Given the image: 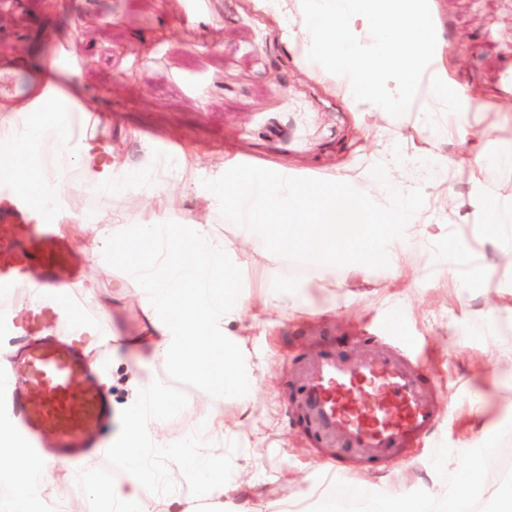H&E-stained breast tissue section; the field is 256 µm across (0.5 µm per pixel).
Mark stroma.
<instances>
[{"instance_id":"1","label":"stroma","mask_w":512,"mask_h":512,"mask_svg":"<svg viewBox=\"0 0 512 512\" xmlns=\"http://www.w3.org/2000/svg\"><path fill=\"white\" fill-rule=\"evenodd\" d=\"M428 21L442 47L436 69L449 87L478 89L476 123L512 141V113L505 111L512 104V0H430ZM285 25L263 0H60L53 8L44 0H15L0 14V75L9 77L12 96L20 95L21 81H35L44 70L72 77L93 121L124 146L128 184L108 195L91 188L89 174L68 169L65 210L96 220L120 212L134 222L152 211L179 225L196 214L200 194L245 164L260 179L346 180L365 190L367 172L381 164L392 190L411 194L429 223L472 241L477 260L462 274L466 286L451 284L456 263L445 243L420 237L403 244L394 276L380 269L353 279L340 265L323 271L299 255L265 252L258 259L265 277L254 280L242 321L226 327L259 376L244 410L151 356L139 283L124 266L99 262L88 237H71L83 280L110 296L104 307L82 289L73 291L80 312L102 334L97 347L84 340L79 346L98 362L97 380L112 401L106 439L120 437L135 390L148 378L183 404L157 421L160 440L224 417L228 429L210 445L224 451L227 487L257 506L303 512L361 479L391 497L453 484L456 470L475 465L477 444L512 448V268L500 263L469 204L478 194L512 197V167L467 161L465 146L445 132L447 113L429 130L362 116L288 47ZM76 41L82 57L73 61L67 48ZM138 51L146 60L136 61ZM185 160L197 183L167 199L163 189L177 182ZM268 278L297 286L299 309L265 307ZM31 301L30 288L22 287L0 308V366L29 340L32 327L46 331L58 321L52 299L35 310ZM364 334L404 336L435 373L433 391L445 403L414 461L385 472L336 473L327 449H315L297 423L291 359L319 335L361 355ZM252 416L271 420L259 448L248 447L237 427ZM444 458L453 469L440 467ZM164 469L149 490L162 512H183L196 489L182 486L186 469L178 461H166Z\"/></svg>"}]
</instances>
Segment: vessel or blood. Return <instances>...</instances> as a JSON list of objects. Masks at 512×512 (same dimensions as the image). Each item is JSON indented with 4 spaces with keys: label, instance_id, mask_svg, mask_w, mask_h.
<instances>
[{
    "label": "vessel or blood",
    "instance_id": "b4317fda",
    "mask_svg": "<svg viewBox=\"0 0 512 512\" xmlns=\"http://www.w3.org/2000/svg\"><path fill=\"white\" fill-rule=\"evenodd\" d=\"M0 225V296L31 275L53 283L71 247L52 224L40 221L32 196H16ZM363 358L351 359L326 336L313 340L298 360L294 390L299 420L317 442L335 445L336 463L354 459L382 470L416 455L440 421V407L419 360L405 340L364 337ZM0 396L12 400L11 421L24 447L60 456L99 450L98 430L111 407L92 379L82 352L52 336L22 346L0 372Z\"/></svg>",
    "mask_w": 512,
    "mask_h": 512
}]
</instances>
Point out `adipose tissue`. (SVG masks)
<instances>
[{"instance_id":"adipose-tissue-1","label":"adipose tissue","mask_w":512,"mask_h":512,"mask_svg":"<svg viewBox=\"0 0 512 512\" xmlns=\"http://www.w3.org/2000/svg\"><path fill=\"white\" fill-rule=\"evenodd\" d=\"M288 18L284 39L312 61L318 76L343 90L344 97L363 114L385 110L393 116L417 112L421 127L432 126V113L417 108L413 91L424 88L428 100L445 103L454 134L460 140L488 137L478 129L469 109L446 97L440 74L429 72L439 44L428 24V0H266ZM68 76L41 74L30 104L10 109L0 118V178L23 190L37 182L42 210L56 222L74 225L90 237L93 252L106 262L126 266L148 295L144 308L157 340L153 352L175 373L198 380L211 394L247 396L256 378L228 348L224 326L249 305L240 272L256 254L274 248L280 254L301 253L317 266L341 264L356 277L373 266L398 268V248L418 235L445 237L444 227L425 221L412 199L379 205L344 180L304 183L287 176L275 185L228 173L214 187L211 204L230 211L240 225L238 249L212 238L203 221L180 226L149 217L131 224L123 214H109L100 224L60 209L65 173L77 164L92 174L96 190L117 187L113 165L101 164L112 148L96 129L71 133L70 103L75 100ZM54 147L50 166H14L18 153L35 145ZM482 217L489 242L512 230V199L476 197L471 201ZM176 400L162 409L136 401L122 443L106 449L108 473L97 478L86 498V512H158V501L147 484L152 477L148 457L178 459L198 475L202 497L224 498V512H260L249 501L227 498L224 456L204 449L202 440L155 438L158 411L179 408ZM0 483L8 489L9 512H29L32 485L29 472H50L61 460H35L20 445L12 425L0 420ZM493 482L482 470L456 476L453 487L436 486L425 494L396 498L374 495L369 484L353 488L361 512H462L465 504L488 496Z\"/></svg>"}]
</instances>
